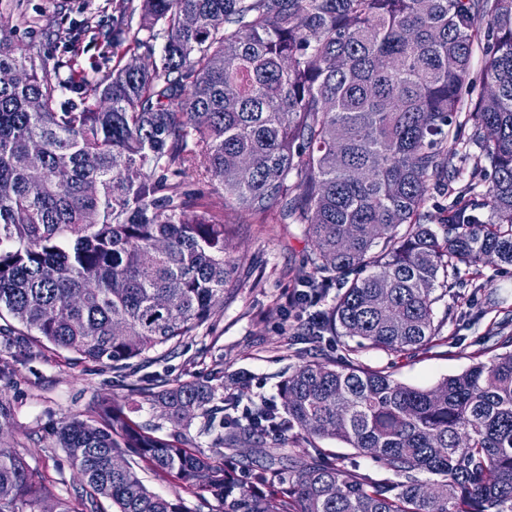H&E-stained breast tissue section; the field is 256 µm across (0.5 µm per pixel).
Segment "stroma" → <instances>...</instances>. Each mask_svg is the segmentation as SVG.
<instances>
[{"label": "stroma", "instance_id": "35a3bbf8", "mask_svg": "<svg viewBox=\"0 0 512 512\" xmlns=\"http://www.w3.org/2000/svg\"><path fill=\"white\" fill-rule=\"evenodd\" d=\"M122 0H19L0 10V28L15 42H39L47 56L60 57L62 45L46 41L43 26L81 19L98 7L115 8ZM34 18L20 23L19 14ZM230 226L229 251L234 260V294L218 309L208 330L184 339L175 354L143 364L135 373L79 360L76 354L43 349L31 357L13 356V337L0 335V360L11 365L12 378L0 381V400L10 406V418L0 421V447L22 456L36 481L54 495L74 494L81 477L63 449L56 447L52 430L63 418L88 415L108 401L128 410L138 424H155L160 411L134 390L140 379L161 374L181 382L223 384L225 395L248 386L253 398H273L284 372L298 365L288 339V326L307 319L308 305L291 302L294 278L305 256L306 242L298 224H258L244 214L226 213ZM483 282L493 290L492 300L476 294L471 306L458 307L445 296L450 319L440 344L428 353L399 359L382 350L361 352L362 363L391 372L398 381L430 388L445 377L465 371L475 356L490 359L499 333L498 323L512 310V266L487 268ZM157 495L180 499L190 512H224L215 499L173 474L140 471Z\"/></svg>", "mask_w": 512, "mask_h": 512}]
</instances>
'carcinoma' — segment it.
Returning <instances> with one entry per match:
<instances>
[{
	"label": "carcinoma",
	"instance_id": "cac0c4a2",
	"mask_svg": "<svg viewBox=\"0 0 512 512\" xmlns=\"http://www.w3.org/2000/svg\"><path fill=\"white\" fill-rule=\"evenodd\" d=\"M130 9L139 25L112 19L107 43L139 66L102 80H75L74 56L53 61L36 43L23 53L0 31V320L25 349L49 343L117 371L171 354L229 293V208L303 226V292L293 300L338 292L319 324L288 331L356 345L335 361L302 359L279 400L243 411L218 386L148 377L136 391L162 406L174 433L157 436L162 426L144 428L114 405L61 422L53 436L82 476L64 498L0 448V512H39L48 499L57 512H98L102 498L113 512H188L147 488L141 462L224 512H512V335L498 342L503 352L431 389L358 359L431 349L448 290L481 289L483 268L512 266V0H139ZM99 30L93 14L46 28L72 50ZM477 50L485 91L465 98ZM468 155L472 177L456 188L454 160ZM190 173L224 207L185 191ZM435 194L450 202L434 226ZM355 270L367 275L348 278ZM195 418L208 454L184 447ZM292 430L337 440L392 478L336 457L290 455L277 468ZM243 440L270 457L246 482L225 467ZM112 457L125 467L110 469Z\"/></svg>",
	"mask_w": 512,
	"mask_h": 512
}]
</instances>
